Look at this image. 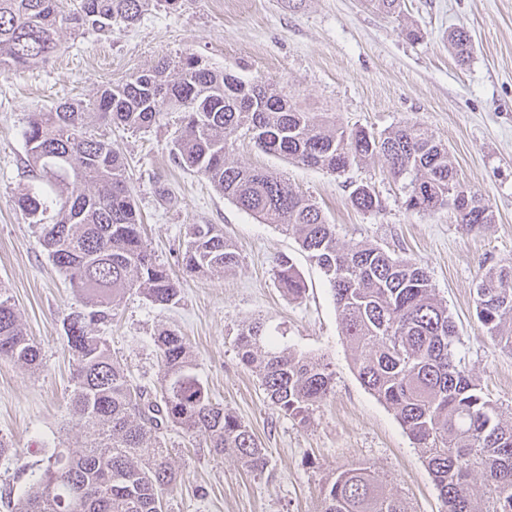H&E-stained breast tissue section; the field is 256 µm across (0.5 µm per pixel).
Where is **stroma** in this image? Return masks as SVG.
I'll return each mask as SVG.
<instances>
[{"instance_id":"35a3bbf8","label":"stroma","mask_w":512,"mask_h":512,"mask_svg":"<svg viewBox=\"0 0 512 512\" xmlns=\"http://www.w3.org/2000/svg\"><path fill=\"white\" fill-rule=\"evenodd\" d=\"M456 27L473 43L463 65L448 41ZM188 52L242 80L270 84L290 104L338 125L378 135L418 124L447 144L460 180L489 199L495 223L470 231L448 209L407 210L401 183L380 158L336 174L265 153L240 131L229 136L228 153L281 174L335 224L341 246L377 245L425 267L454 318L463 366L512 413V354L487 337L475 314L481 274L512 260V0H402L397 18L367 0H184L178 12L151 9L105 35L64 33L45 64L0 74V287L41 352L35 368L0 360V436L19 450L0 457V512H9V493L23 492L31 471L46 466L49 449L80 445L86 435L68 411L75 361L64 329L84 299L16 203L32 181L27 122L32 113L66 99L92 100L101 87ZM182 119L166 110L145 130L98 127L124 157L144 245L180 281L177 302L165 307L125 291L99 333L127 374L149 388L161 373L157 331L184 336L209 396L250 427L268 464L264 473L249 472L235 457L214 458L201 439L169 427L164 438L182 479L166 512H318L324 479L358 462L384 474L413 512H441L432 477L394 412L352 368L322 271L293 235L239 209L174 161ZM359 184L375 191L378 209L352 205ZM192 224L218 225L240 265L224 274L184 273ZM282 253L307 285L303 299H289L278 286L275 259ZM255 320L297 352L323 358L334 373L332 393L307 425L273 410L255 371L238 359L234 339Z\"/></svg>"}]
</instances>
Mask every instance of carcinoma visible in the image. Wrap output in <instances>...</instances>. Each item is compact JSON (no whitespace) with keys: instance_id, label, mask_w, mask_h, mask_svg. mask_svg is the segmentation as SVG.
Instances as JSON below:
<instances>
[{"instance_id":"obj_1","label":"carcinoma","mask_w":512,"mask_h":512,"mask_svg":"<svg viewBox=\"0 0 512 512\" xmlns=\"http://www.w3.org/2000/svg\"><path fill=\"white\" fill-rule=\"evenodd\" d=\"M182 0H0V74L43 64L61 48L63 29L107 32L138 22L152 6L176 11ZM460 62L470 57L467 31L453 32ZM185 113L173 142L175 161L205 178L241 210L297 236L326 277L342 333L362 384L391 407L431 474L445 512H512V421L503 418L461 366V339L448 307L420 264L381 247H339L336 225L276 172L227 157V139L244 129L262 151L341 174L374 156L389 175L408 180L407 209L434 212L453 202L459 223L478 230L495 223L487 204L462 190L448 149L416 124L379 136L320 122L269 85L250 86L188 54L162 58L94 102L70 99L35 112L24 131L35 183L18 197L40 230L53 265L85 298L65 318L76 360L71 416L86 430L75 448H55L43 471L13 500V512H164L180 479L163 441L170 425L200 437L212 456L235 457L247 470L267 467L265 449L238 417L212 401L195 375L185 338L171 329L155 337L162 375L149 391L131 382L93 328L112 320L120 291L138 288L150 302H176L179 283L144 246L126 166L94 124L147 129L163 109ZM362 211L380 201L367 185L350 195ZM182 268L188 274L235 269L239 255L215 224H191ZM289 298L306 286L291 259H275ZM476 314L486 334L512 353V262L483 274ZM240 362L257 373L271 406L299 424L332 393L334 373L321 358L297 353L254 321L235 338ZM0 359L31 368L40 351L23 331L0 288ZM319 512H412L406 499L363 463L336 470L322 484Z\"/></svg>"}]
</instances>
